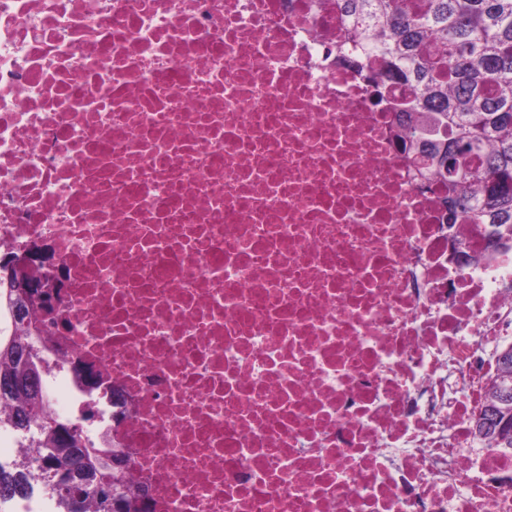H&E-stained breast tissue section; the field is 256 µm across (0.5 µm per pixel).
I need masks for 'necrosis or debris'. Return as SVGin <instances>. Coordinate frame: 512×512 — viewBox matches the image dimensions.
Segmentation results:
<instances>
[{
	"label": "necrosis or debris",
	"mask_w": 512,
	"mask_h": 512,
	"mask_svg": "<svg viewBox=\"0 0 512 512\" xmlns=\"http://www.w3.org/2000/svg\"><path fill=\"white\" fill-rule=\"evenodd\" d=\"M342 27L0 0V258L44 255L43 410L126 455L145 512H512V452L471 428L512 251L443 224Z\"/></svg>",
	"instance_id": "necrosis-or-debris-1"
}]
</instances>
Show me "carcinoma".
<instances>
[{"label":"carcinoma","instance_id":"obj_1","mask_svg":"<svg viewBox=\"0 0 512 512\" xmlns=\"http://www.w3.org/2000/svg\"><path fill=\"white\" fill-rule=\"evenodd\" d=\"M346 23L336 40V60L356 56L355 66L374 84L379 102L401 112L416 150L420 179L433 176L448 187L445 223L464 216L484 225L488 247L512 249V0H337ZM409 88L396 96L393 89ZM19 309L11 269L0 262V306ZM13 336L0 335V403L14 404L8 424L17 434L18 458L0 463V504L26 499L35 486L66 512L58 476L69 472L77 447L64 443V425L40 413V392L24 381L40 376L41 359L29 338L37 317H14ZM485 413L474 427L497 449H512V428L483 431ZM88 468L107 448L80 434ZM112 482L123 490L114 507L91 485L68 488L83 497L82 512H140L137 497L120 471Z\"/></svg>","mask_w":512,"mask_h":512}]
</instances>
